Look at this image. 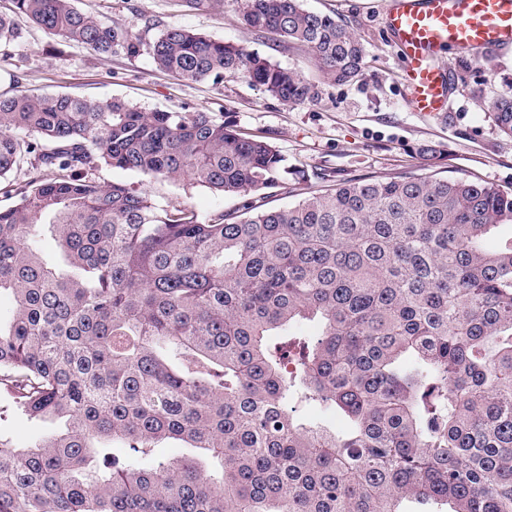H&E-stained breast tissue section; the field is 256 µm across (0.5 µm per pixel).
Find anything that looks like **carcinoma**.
<instances>
[{
    "label": "carcinoma",
    "instance_id": "1",
    "mask_svg": "<svg viewBox=\"0 0 512 512\" xmlns=\"http://www.w3.org/2000/svg\"><path fill=\"white\" fill-rule=\"evenodd\" d=\"M13 15L98 54L141 37L73 0H13ZM0 14V42L17 37ZM254 31L307 48L334 83L357 77L353 29L302 0H243ZM192 81L241 77L288 104L318 85L257 51L180 26L150 45ZM512 138V97L490 103ZM0 421L49 423L22 447L0 435V512H512V193L463 179L344 181L283 208L203 220L157 207L102 165L262 196L300 170L268 140L208 112L120 98L0 94ZM54 242L52 255L41 241ZM318 319L314 341L268 337ZM343 413L307 426L288 400ZM178 441L190 453L157 461Z\"/></svg>",
    "mask_w": 512,
    "mask_h": 512
}]
</instances>
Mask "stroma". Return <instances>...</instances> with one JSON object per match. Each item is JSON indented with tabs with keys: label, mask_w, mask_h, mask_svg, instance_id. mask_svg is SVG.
<instances>
[{
	"label": "stroma",
	"mask_w": 512,
	"mask_h": 512,
	"mask_svg": "<svg viewBox=\"0 0 512 512\" xmlns=\"http://www.w3.org/2000/svg\"><path fill=\"white\" fill-rule=\"evenodd\" d=\"M75 5L103 23L132 26L143 41L139 55H101L22 21L17 37L0 45L1 93H68L122 98L148 111L228 114L244 132L268 138L302 170L287 185L267 190L269 207L345 179L386 174L468 179L512 193V139L501 134L488 107L489 101L512 95V51L472 58L442 52L439 63L453 75L452 102L445 118L429 120L406 100L400 52L385 25L388 0H305L310 11L346 22L366 48L362 75L345 85L324 80L307 51L247 28L242 0H220L199 10L178 7L175 0H75ZM172 25L258 51L319 85L321 97L289 105L243 79L216 84L173 78L155 67L149 49L160 30ZM83 177L101 184L126 181L159 205L185 204L204 219L220 209L233 213L246 201L106 166Z\"/></svg>",
	"instance_id": "obj_1"
}]
</instances>
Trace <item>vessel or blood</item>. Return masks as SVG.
I'll return each mask as SVG.
<instances>
[{
	"label": "vessel or blood",
	"instance_id": "vessel-or-blood-1",
	"mask_svg": "<svg viewBox=\"0 0 512 512\" xmlns=\"http://www.w3.org/2000/svg\"><path fill=\"white\" fill-rule=\"evenodd\" d=\"M386 26L403 59L409 105L422 117L440 119L452 85L437 55L512 49V0H392Z\"/></svg>",
	"mask_w": 512,
	"mask_h": 512
}]
</instances>
